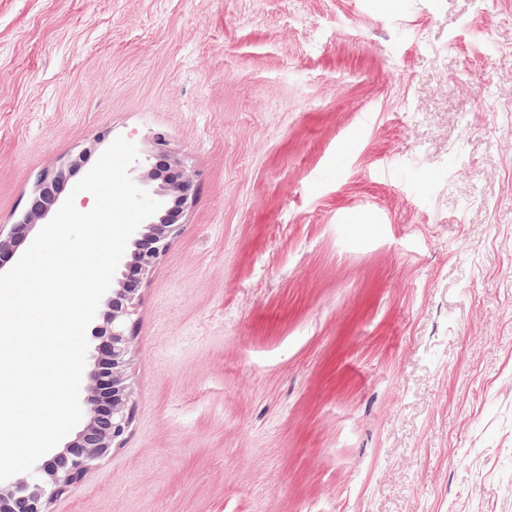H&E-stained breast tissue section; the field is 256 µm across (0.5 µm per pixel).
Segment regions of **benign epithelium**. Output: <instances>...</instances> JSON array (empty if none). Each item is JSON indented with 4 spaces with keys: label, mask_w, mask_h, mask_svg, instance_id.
Here are the masks:
<instances>
[{
    "label": "benign epithelium",
    "mask_w": 512,
    "mask_h": 512,
    "mask_svg": "<svg viewBox=\"0 0 512 512\" xmlns=\"http://www.w3.org/2000/svg\"><path fill=\"white\" fill-rule=\"evenodd\" d=\"M62 180L60 172L39 178L27 211L6 234L0 233L1 256L15 252L20 241L32 233L35 221L46 219L58 208ZM154 180L157 186L153 192L160 203L174 196L183 209L192 201L194 181L188 174L180 179L158 174ZM169 211L168 207L158 209L132 234L126 261L120 265L119 276L112 280L101 313L107 340L96 347L93 364L80 387V404L86 416L83 427L64 448L41 458L32 472L0 484V502L8 504L11 512H48L52 500L80 482L95 462L125 442L131 424V392L125 368L133 334L131 319L140 291L129 286L128 272L136 270L138 281H144L166 251L179 231Z\"/></svg>",
    "instance_id": "1"
}]
</instances>
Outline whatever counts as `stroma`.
I'll list each match as a JSON object with an SVG mask.
<instances>
[{
	"label": "stroma",
	"mask_w": 512,
	"mask_h": 512,
	"mask_svg": "<svg viewBox=\"0 0 512 512\" xmlns=\"http://www.w3.org/2000/svg\"><path fill=\"white\" fill-rule=\"evenodd\" d=\"M512 0H0V229L153 136L198 186L126 442L49 512H512Z\"/></svg>",
	"instance_id": "1"
}]
</instances>
